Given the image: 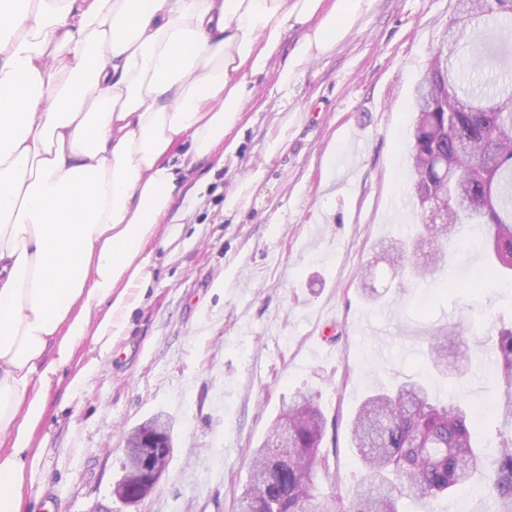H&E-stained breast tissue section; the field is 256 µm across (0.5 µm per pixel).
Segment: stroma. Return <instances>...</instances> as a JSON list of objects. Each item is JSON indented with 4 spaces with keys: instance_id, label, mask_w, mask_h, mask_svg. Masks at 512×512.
Wrapping results in <instances>:
<instances>
[{
    "instance_id": "stroma-1",
    "label": "stroma",
    "mask_w": 512,
    "mask_h": 512,
    "mask_svg": "<svg viewBox=\"0 0 512 512\" xmlns=\"http://www.w3.org/2000/svg\"><path fill=\"white\" fill-rule=\"evenodd\" d=\"M456 0H367L347 36L274 92L303 33L290 29L253 84L233 131L237 153L175 195L181 219L161 225L158 260L125 335L78 394L68 385L94 355L83 342L47 391L32 452L42 457L23 512H234L258 447L289 397L317 396L321 451L352 491L365 476L348 424L367 392L408 377L469 403L480 443L504 431L488 341L512 324V277L485 273L482 233L460 230L428 280L411 277L406 239L424 214L410 162L415 88ZM288 141L269 145L280 129ZM246 189L249 203L227 209ZM439 329L473 342L472 369L437 371ZM173 425L174 451L154 493L127 506L112 493L127 434L154 415Z\"/></svg>"
}]
</instances>
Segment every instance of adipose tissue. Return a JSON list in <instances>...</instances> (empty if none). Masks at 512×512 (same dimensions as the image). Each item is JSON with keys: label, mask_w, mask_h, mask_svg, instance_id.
Instances as JSON below:
<instances>
[{"label": "adipose tissue", "mask_w": 512, "mask_h": 512, "mask_svg": "<svg viewBox=\"0 0 512 512\" xmlns=\"http://www.w3.org/2000/svg\"><path fill=\"white\" fill-rule=\"evenodd\" d=\"M0 0V512L35 483L32 435L76 347L96 358L150 286L158 227L202 164L235 155L255 77L300 26L275 90L366 0Z\"/></svg>", "instance_id": "adipose-tissue-1"}]
</instances>
